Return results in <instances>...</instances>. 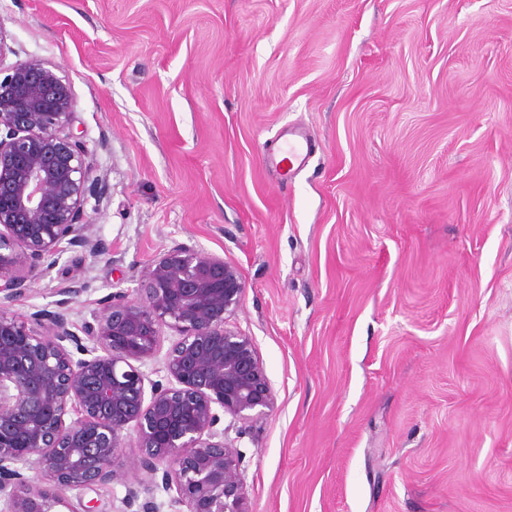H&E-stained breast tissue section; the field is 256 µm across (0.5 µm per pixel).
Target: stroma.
<instances>
[{
	"label": "stroma",
	"instance_id": "1",
	"mask_svg": "<svg viewBox=\"0 0 512 512\" xmlns=\"http://www.w3.org/2000/svg\"><path fill=\"white\" fill-rule=\"evenodd\" d=\"M103 183L75 326L178 243L246 284L250 512H512V0H0ZM299 171L269 164L295 127Z\"/></svg>",
	"mask_w": 512,
	"mask_h": 512
}]
</instances>
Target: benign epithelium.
Returning <instances> with one entry per match:
<instances>
[{
  "instance_id": "benign-epithelium-1",
  "label": "benign epithelium",
  "mask_w": 512,
  "mask_h": 512,
  "mask_svg": "<svg viewBox=\"0 0 512 512\" xmlns=\"http://www.w3.org/2000/svg\"><path fill=\"white\" fill-rule=\"evenodd\" d=\"M76 107L44 60L0 66V512H92L85 492L115 481L136 512H159V492L186 512H250L241 453L217 426L265 414L274 392L252 338L227 327L246 288L236 266L177 244L79 333L75 279L53 309L12 311L69 248L101 253L85 211L101 179ZM126 447L130 476L116 469Z\"/></svg>"
}]
</instances>
